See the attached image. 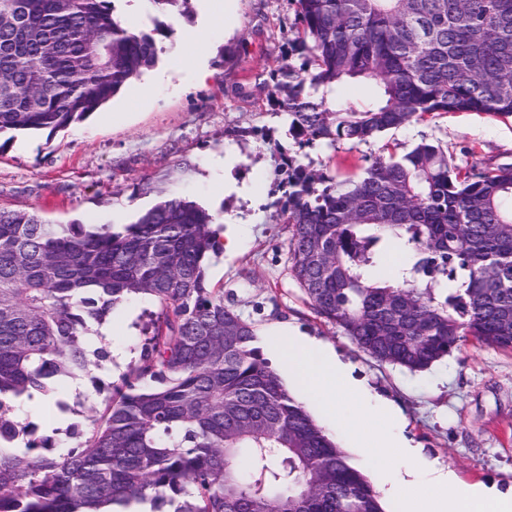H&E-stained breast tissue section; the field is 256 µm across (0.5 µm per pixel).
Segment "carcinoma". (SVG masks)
<instances>
[{"instance_id": "1", "label": "carcinoma", "mask_w": 512, "mask_h": 512, "mask_svg": "<svg viewBox=\"0 0 512 512\" xmlns=\"http://www.w3.org/2000/svg\"><path fill=\"white\" fill-rule=\"evenodd\" d=\"M185 15L191 0H149ZM298 37L256 75L301 147L367 143L428 115L512 117V0H295ZM301 56L298 65L291 53ZM115 0H0V134H53L101 111L158 60ZM367 79L369 108L338 99ZM190 166L139 185L157 201L121 231L0 210V512H383L283 385L255 331L211 288L218 218L178 189ZM288 270L314 313L410 372L460 343L512 349V164H454L425 139L338 180L284 157ZM149 297V335L115 385L95 381L76 445L14 417L108 356L90 323Z\"/></svg>"}]
</instances>
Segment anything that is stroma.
I'll list each match as a JSON object with an SVG mask.
<instances>
[{
    "instance_id": "stroma-1",
    "label": "stroma",
    "mask_w": 512,
    "mask_h": 512,
    "mask_svg": "<svg viewBox=\"0 0 512 512\" xmlns=\"http://www.w3.org/2000/svg\"><path fill=\"white\" fill-rule=\"evenodd\" d=\"M191 18L163 17L154 68L102 111L55 134H15L0 151V209L54 224L121 230L156 201L139 183L187 162L191 199L241 217L237 244L210 261L207 278L253 322L262 352L284 350L297 328L332 345L403 414L431 460L466 484L512 486V351L465 343L422 373L376 361L316 317L288 271L290 227L279 221L281 155L344 179L379 154L437 141L454 163L512 164V118L478 112L427 117L367 143L298 147L287 116L256 98L255 74L297 37L293 0H192ZM154 305L134 297L108 318L104 344L134 354Z\"/></svg>"
}]
</instances>
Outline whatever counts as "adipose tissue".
<instances>
[{
  "label": "adipose tissue",
  "mask_w": 512,
  "mask_h": 512,
  "mask_svg": "<svg viewBox=\"0 0 512 512\" xmlns=\"http://www.w3.org/2000/svg\"><path fill=\"white\" fill-rule=\"evenodd\" d=\"M288 377L321 411L335 416L341 401L351 410L347 426L352 444L374 468L385 471V494L398 502L400 512H512V487L502 490L484 484L459 483L454 472L426 461L420 447L403 432L401 417L382 396L333 352L314 338L288 336Z\"/></svg>",
  "instance_id": "1"
}]
</instances>
